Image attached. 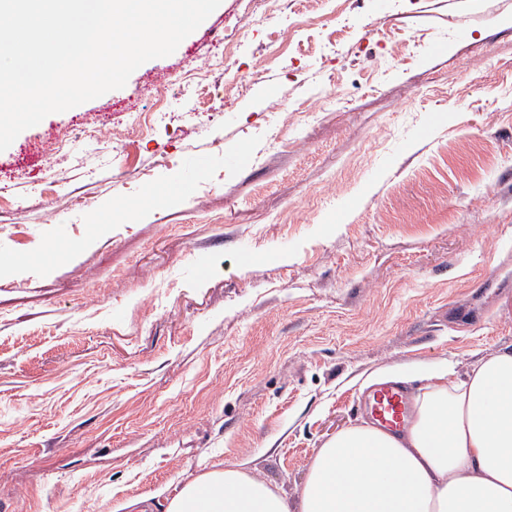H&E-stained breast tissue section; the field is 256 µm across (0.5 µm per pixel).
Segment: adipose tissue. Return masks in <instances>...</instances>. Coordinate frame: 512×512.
<instances>
[{"instance_id":"ef3b65f1","label":"adipose tissue","mask_w":512,"mask_h":512,"mask_svg":"<svg viewBox=\"0 0 512 512\" xmlns=\"http://www.w3.org/2000/svg\"><path fill=\"white\" fill-rule=\"evenodd\" d=\"M426 377L405 429L338 433L296 499L233 463L184 484L167 512H512V349L462 380Z\"/></svg>"}]
</instances>
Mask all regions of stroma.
<instances>
[{
    "mask_svg": "<svg viewBox=\"0 0 512 512\" xmlns=\"http://www.w3.org/2000/svg\"><path fill=\"white\" fill-rule=\"evenodd\" d=\"M257 9L0 152V512H166L242 461L292 496L368 375L512 348V0ZM208 167V157L203 154L194 156L189 163L188 176L175 186V193L183 196L190 195L195 183L200 181Z\"/></svg>",
    "mask_w": 512,
    "mask_h": 512,
    "instance_id": "35a3bbf8",
    "label": "stroma"
}]
</instances>
